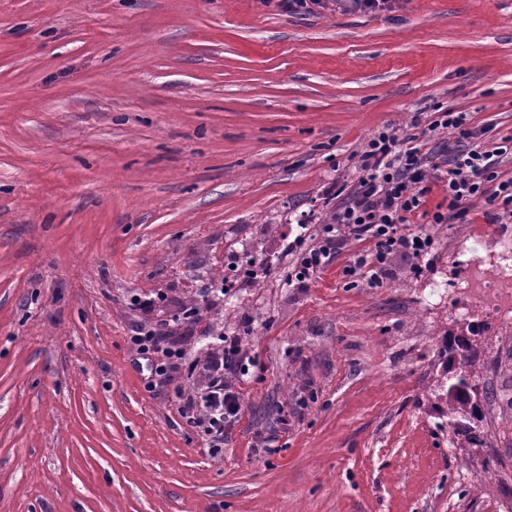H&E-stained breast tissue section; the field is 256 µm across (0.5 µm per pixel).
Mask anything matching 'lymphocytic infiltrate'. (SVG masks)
I'll list each match as a JSON object with an SVG mask.
<instances>
[{
	"instance_id": "lymphocytic-infiltrate-1",
	"label": "lymphocytic infiltrate",
	"mask_w": 512,
	"mask_h": 512,
	"mask_svg": "<svg viewBox=\"0 0 512 512\" xmlns=\"http://www.w3.org/2000/svg\"><path fill=\"white\" fill-rule=\"evenodd\" d=\"M429 131L448 130L455 143L447 149L446 170H439L424 143L416 134H397L384 129L375 133L362 149L356 182L344 194L323 225L319 243L300 246L288 272V283L307 287L329 263L344 238L371 241V255L354 257L344 267L346 278H365L382 284L395 257L422 260L433 252L436 240L425 231H410L411 217L431 224L466 223L473 201L482 199L497 212L512 217V178H502L499 167L504 157H512V138L497 146L482 145V133L469 123L468 115L452 110L439 111ZM444 175L448 204L429 211L425 197L437 175ZM167 360L155 368L164 373L185 367L189 375L201 378L199 390L180 394V411L201 439L218 447L225 431L237 422L241 411L238 391L228 382L241 371V343L237 337L217 334L204 360L184 362L178 349L166 352Z\"/></svg>"
}]
</instances>
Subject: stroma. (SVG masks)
Returning <instances> with one entry per match:
<instances>
[{
  "mask_svg": "<svg viewBox=\"0 0 512 512\" xmlns=\"http://www.w3.org/2000/svg\"><path fill=\"white\" fill-rule=\"evenodd\" d=\"M439 106L512 138V0H0V512H512V332L456 287L512 223L477 200L383 285L344 278L353 238L285 281L368 139ZM141 325L189 361L241 339L222 452ZM471 338L478 446L436 396ZM312 4L321 8L329 6L330 2H336L339 7L352 11H393L396 0H309ZM308 0H280L278 6L283 10L298 13L310 8ZM165 335L161 330H149L143 332L139 328L132 330L131 336L128 338V344L138 354L147 357L152 351L159 350Z\"/></svg>",
  "mask_w": 512,
  "mask_h": 512,
  "instance_id": "35a3bbf8",
  "label": "stroma"
}]
</instances>
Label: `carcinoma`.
Returning <instances> with one entry per match:
<instances>
[{"label":"carcinoma","instance_id":"cac0c4a2","mask_svg":"<svg viewBox=\"0 0 512 512\" xmlns=\"http://www.w3.org/2000/svg\"><path fill=\"white\" fill-rule=\"evenodd\" d=\"M472 346L466 345L460 354V364L464 370L447 378L448 386L440 388L438 397L448 406V430L455 436H462L472 444L481 443L480 435L476 433L471 421L478 418V406L472 402L475 393L472 384L474 358Z\"/></svg>","mask_w":512,"mask_h":512}]
</instances>
